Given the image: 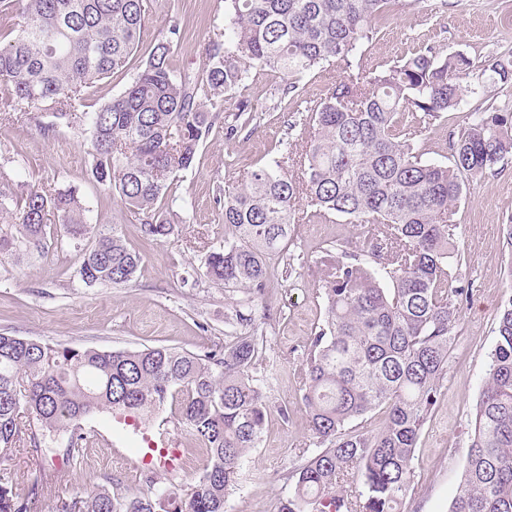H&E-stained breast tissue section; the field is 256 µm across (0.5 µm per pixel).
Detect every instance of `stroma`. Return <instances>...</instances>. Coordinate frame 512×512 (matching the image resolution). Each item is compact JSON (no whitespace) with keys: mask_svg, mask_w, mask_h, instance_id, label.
I'll use <instances>...</instances> for the list:
<instances>
[{"mask_svg":"<svg viewBox=\"0 0 512 512\" xmlns=\"http://www.w3.org/2000/svg\"><path fill=\"white\" fill-rule=\"evenodd\" d=\"M175 23L180 38L173 46L174 65L200 78L206 44L224 26V0H152L140 56ZM428 48L443 56L463 54L477 70L491 58L512 61V0H404L362 52L371 64L386 66ZM279 83L254 71L241 92L250 111L237 113V100L230 98L215 113L193 167L174 181L171 217L180 231L161 242L143 240L137 214L94 182L85 125L64 124L46 136L36 124L49 122L48 113H39L34 122L0 119V194L75 190L90 224L118 226L128 247L143 257L129 285L95 288L79 280L75 254L54 246L20 264L0 263V333L76 348L164 345L201 355L228 343L229 333L238 330L257 339L259 355L251 373L266 385L268 417L256 448L241 462L225 512H277L290 489L289 471L319 448L302 404L301 376L304 347L325 316L318 291L322 272L313 255L322 246L357 241L360 233L335 215L300 219L290 244L271 262L270 284L255 300L246 290L209 277L207 257L224 243L218 199L225 188L277 157L282 142L302 149L298 99L282 96ZM490 107L512 113V83L470 82L457 110L425 121L419 144L426 159L447 162L450 135L459 134L472 113ZM231 125L238 128L232 136L226 133ZM454 220L462 278L472 293L449 351L448 375L418 441L406 512H448L460 483L475 405L496 342L497 309L512 292V246L503 233L504 224L512 223V158L471 185ZM239 311L250 315L248 325L238 326ZM283 406L289 410L285 419L278 413ZM79 428L86 438L83 448L70 454L66 434L43 436L40 452L21 447L0 461V480L23 495L37 490L43 512H56L60 501L74 500L96 483L119 478L140 487L135 462L150 438L177 439L184 468L173 479L182 486L192 484L208 463L172 401L147 426L117 423L103 409L82 418ZM56 470L65 471L64 482L51 481Z\"/></svg>","mask_w":512,"mask_h":512,"instance_id":"obj_1","label":"stroma"}]
</instances>
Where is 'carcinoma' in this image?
I'll use <instances>...</instances> for the list:
<instances>
[{
  "label": "carcinoma",
  "instance_id": "cac0c4a2",
  "mask_svg": "<svg viewBox=\"0 0 512 512\" xmlns=\"http://www.w3.org/2000/svg\"><path fill=\"white\" fill-rule=\"evenodd\" d=\"M399 0H225L224 30L210 39L205 76L187 80L173 65V37L157 40L134 82L111 102L88 110L91 90L127 67L142 40L150 0H0L16 14L15 34L0 41V114L19 121L43 108L45 133L82 123L90 133L91 175L126 209L142 217L141 237L167 239L171 189L191 168L226 97L252 71L277 75L285 94L302 78L340 63L347 76L317 100H303L307 133L300 155L283 148L224 193L223 247L208 255L207 273L228 288L264 290L267 258L282 251L296 210L346 217L369 249L339 243L316 264L324 323L304 348L302 397L310 429L324 448L293 470L277 512H401L412 490L413 461L427 415L448 374V354L463 295L453 207L467 185L512 157V115L486 109L450 143L447 164L423 159L415 138L425 119L459 108L462 82L473 75L462 54L415 52L377 70L358 57ZM481 75L512 82V62ZM0 260L40 254L55 240L45 222L57 215L87 287L129 284L141 255L117 225L87 223L70 189L0 195ZM252 336L204 355L171 347L101 351L53 346L0 334V460L13 449H40L44 432L70 433L68 452L85 441L76 421L95 411L151 414L168 399L206 449L209 464L185 489H148L114 479L93 485L59 512H224L240 462L256 447L267 407L249 370ZM382 425L356 424L373 411ZM0 512H42L41 499L0 482ZM448 512H512V294L500 304L497 341L480 398L466 464Z\"/></svg>",
  "mask_w": 512,
  "mask_h": 512
}]
</instances>
